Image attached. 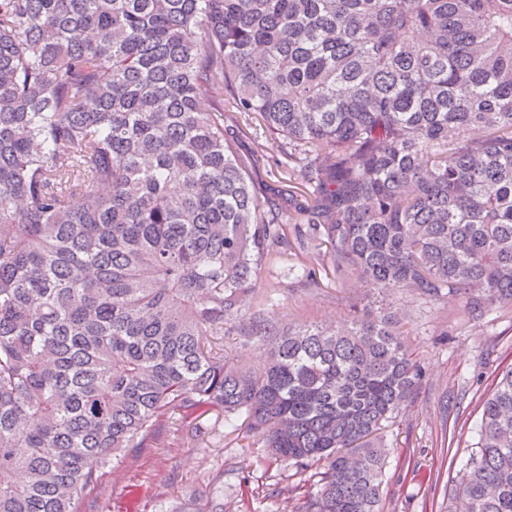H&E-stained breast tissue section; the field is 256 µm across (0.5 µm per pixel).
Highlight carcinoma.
Returning a JSON list of instances; mask_svg holds the SVG:
<instances>
[{"label":"carcinoma","instance_id":"1","mask_svg":"<svg viewBox=\"0 0 512 512\" xmlns=\"http://www.w3.org/2000/svg\"><path fill=\"white\" fill-rule=\"evenodd\" d=\"M226 102L303 163L288 218ZM279 248L314 290L512 304V0H0V512H84L92 460L215 411L319 466L296 512H381L407 313L283 325ZM232 321L259 368L204 341ZM472 438L448 512H512V366Z\"/></svg>","mask_w":512,"mask_h":512}]
</instances>
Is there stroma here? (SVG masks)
<instances>
[{
	"label": "stroma",
	"mask_w": 512,
	"mask_h": 512,
	"mask_svg": "<svg viewBox=\"0 0 512 512\" xmlns=\"http://www.w3.org/2000/svg\"><path fill=\"white\" fill-rule=\"evenodd\" d=\"M224 131L249 170L256 193L287 212L302 186L282 175L287 156L270 140L260 118L224 112ZM298 259L275 256L259 291L283 323H345L376 309L375 295L353 280L322 276L321 290L289 275ZM408 318L402 327L425 375L414 401L386 434L390 458L381 489L382 512H448V492L468 459L471 428L480 401L498 371L512 364V306L495 305L474 320L460 301L394 296ZM97 487L85 496L87 512H125V493L135 489L142 512H201L213 490L224 495L226 512H293L287 492L299 482L295 466L269 459L257 439L205 417L198 427L167 431L152 448H132L99 468Z\"/></svg>",
	"instance_id": "obj_1"
}]
</instances>
